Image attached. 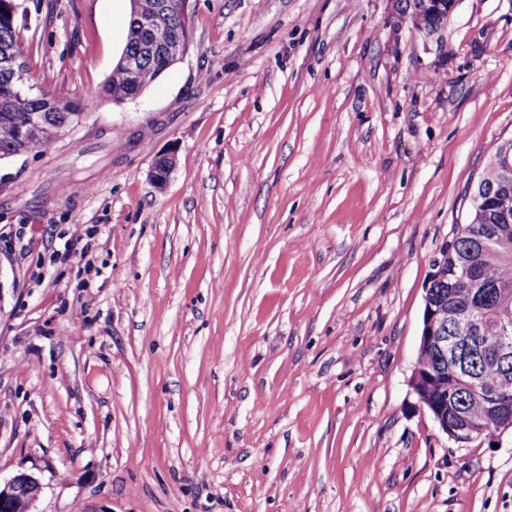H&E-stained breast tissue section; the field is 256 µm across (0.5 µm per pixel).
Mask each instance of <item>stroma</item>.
<instances>
[{"label":"stroma","mask_w":512,"mask_h":512,"mask_svg":"<svg viewBox=\"0 0 512 512\" xmlns=\"http://www.w3.org/2000/svg\"><path fill=\"white\" fill-rule=\"evenodd\" d=\"M129 10L21 31L84 117L0 161V477L36 473L35 512H512V432L457 447L409 384L512 139V0L396 41L386 0H190L186 55L116 104Z\"/></svg>","instance_id":"obj_1"}]
</instances>
